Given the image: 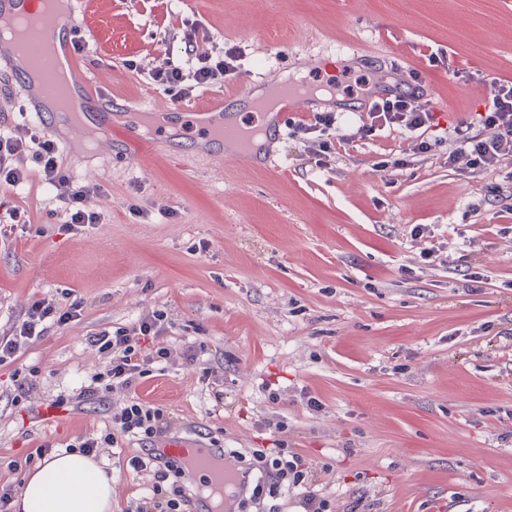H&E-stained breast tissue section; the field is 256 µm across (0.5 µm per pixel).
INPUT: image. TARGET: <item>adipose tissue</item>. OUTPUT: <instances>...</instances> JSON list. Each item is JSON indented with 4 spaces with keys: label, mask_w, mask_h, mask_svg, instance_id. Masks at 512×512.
Returning a JSON list of instances; mask_svg holds the SVG:
<instances>
[{
    "label": "adipose tissue",
    "mask_w": 512,
    "mask_h": 512,
    "mask_svg": "<svg viewBox=\"0 0 512 512\" xmlns=\"http://www.w3.org/2000/svg\"><path fill=\"white\" fill-rule=\"evenodd\" d=\"M18 512H111L112 475L79 453L48 457L26 477Z\"/></svg>",
    "instance_id": "obj_1"
}]
</instances>
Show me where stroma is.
I'll return each mask as SVG.
<instances>
[{
  "instance_id": "1",
  "label": "stroma",
  "mask_w": 512,
  "mask_h": 512,
  "mask_svg": "<svg viewBox=\"0 0 512 512\" xmlns=\"http://www.w3.org/2000/svg\"><path fill=\"white\" fill-rule=\"evenodd\" d=\"M103 33L90 64L110 95L168 100L147 75L161 43L181 50L187 22L239 46L238 75L280 74L293 52L323 53L308 73L319 88L360 103L379 68L347 67L354 46L394 58L433 90L432 148L389 162L409 137L386 131L316 167L281 135L276 168L199 150L189 114L157 139L193 159L142 160L114 148L94 163L99 132L64 151L70 173L108 190L103 223L60 231L52 188L32 178L0 194L29 223L0 226V332L32 300L80 301L81 315L0 365V487L21 488L41 445L52 453L111 427L102 391L43 419L74 395L101 360L86 338L166 313L165 341L199 363L168 362L133 387L170 414L173 433L226 448H270L283 438L338 512H512V161L474 173L448 167V130L479 132L484 101L468 88L512 81V0H88ZM137 61V69L126 66ZM430 238L412 239L413 225ZM207 250H200V243ZM441 251L419 256L428 244ZM480 272L470 281L468 270ZM35 376L32 396L19 388ZM322 404L310 410L308 398ZM283 422L282 436L263 427ZM136 441L98 449L112 472V502L146 492L152 478L128 464Z\"/></svg>"
}]
</instances>
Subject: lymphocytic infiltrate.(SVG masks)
Segmentation results:
<instances>
[{
    "label": "lymphocytic infiltrate",
    "instance_id": "obj_1",
    "mask_svg": "<svg viewBox=\"0 0 512 512\" xmlns=\"http://www.w3.org/2000/svg\"><path fill=\"white\" fill-rule=\"evenodd\" d=\"M184 56L180 61L162 58L150 70L153 87L169 101L181 102L195 90L223 86L237 70L239 54L236 48L222 49L211 45L208 33L191 26L181 38ZM434 115L426 103L406 95L377 98L362 113L354 139L367 140L378 132L390 131L415 134L429 129ZM481 135H469L467 123L454 128L449 164L465 160L475 172L499 168L512 159V81H499L480 115ZM291 138L305 143L316 166L324 167L336 154L339 133L338 117L333 112H315L310 117L294 121ZM60 149L48 134L17 122L0 127V187L16 188L28 182L31 174H39L52 186L58 203L57 214L72 232L90 224H98L103 214L93 208L92 198L105 195L103 185H88L76 180L59 161ZM80 302L61 306L56 299L44 297L28 304L21 321L0 332V365L14 361L27 346L44 337L51 326L75 321L80 314ZM165 316L161 311L138 320L132 326L116 330L103 329L87 336L105 362L106 391L115 392L110 418L111 432L103 439L89 438L79 443L83 454L95 452L100 445L117 446L120 440L142 438L149 447L143 455L133 457L134 470L151 471L153 483L135 503L134 512H188L189 495L177 479L178 470L172 462L163 460L156 444L170 432L173 423L159 407L131 396L133 385L148 371L149 366L171 360L172 351L162 346ZM254 488L249 505L255 512H284L278 497L283 483L301 488L304 512H331L332 503L321 496L307 481L305 459L297 452L277 448L271 453L253 451Z\"/></svg>",
    "mask_w": 512,
    "mask_h": 512
}]
</instances>
